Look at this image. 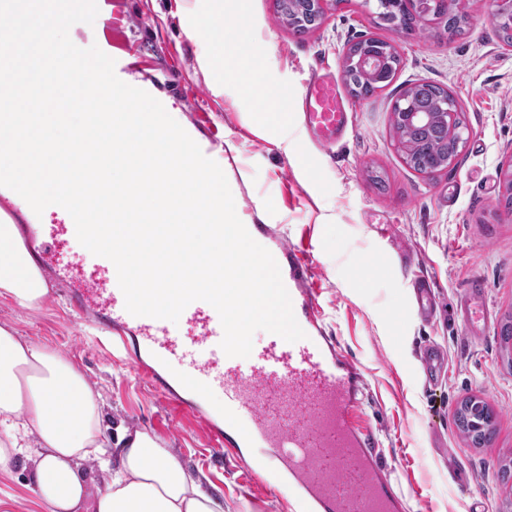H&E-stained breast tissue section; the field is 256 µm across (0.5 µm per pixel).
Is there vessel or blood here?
<instances>
[{
	"mask_svg": "<svg viewBox=\"0 0 512 512\" xmlns=\"http://www.w3.org/2000/svg\"><path fill=\"white\" fill-rule=\"evenodd\" d=\"M304 104L310 136L323 144L336 142L347 115L335 84L311 77ZM247 230L277 262L305 333L294 343L273 337L248 364L221 349L223 328L209 303H190L175 322L132 315L109 259L91 254L60 262L57 247L75 237L74 224L26 228L36 264L54 274L82 319L134 343L133 368L155 385L172 413L199 410L161 374L168 361L178 363L179 379L223 388V406L201 412L211 440L228 458L243 448L280 449L298 512H406L404 497L380 459L379 442L361 420L364 371L318 326L308 263L270 225L251 224ZM456 312L476 335L493 320L476 288L463 289Z\"/></svg>",
	"mask_w": 512,
	"mask_h": 512,
	"instance_id": "vessel-or-blood-1",
	"label": "vessel or blood"
}]
</instances>
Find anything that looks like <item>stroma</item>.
Wrapping results in <instances>:
<instances>
[{"label": "stroma", "mask_w": 512, "mask_h": 512, "mask_svg": "<svg viewBox=\"0 0 512 512\" xmlns=\"http://www.w3.org/2000/svg\"><path fill=\"white\" fill-rule=\"evenodd\" d=\"M97 5L94 23L74 24L70 37L113 58L118 77L139 78L170 97L200 139L216 138L242 222L275 225L309 260L326 334L365 371L364 413L406 512H512V359L499 327L512 317V210L498 203L512 154V48L499 39L490 0H465L469 24L455 38L437 20L395 29L376 0H341L303 33L282 21L276 0H224V21L239 23L268 91L288 94L284 120L298 140L290 156L276 134L260 136L247 125L254 101L230 86L213 93L196 70L197 46L178 12L200 9L199 0ZM364 35L394 44L401 63L387 86L358 99L341 79L347 48ZM316 73L338 82L347 114L343 138L328 147L303 125L304 86ZM419 82L449 90L470 129L455 165L431 177L404 162L392 126L394 102ZM420 278L437 301L428 319L414 308ZM473 285L483 288L496 320L479 337L449 314L461 289ZM3 323L78 365L101 395L105 425L164 440L223 495L224 512H283L284 493L246 478L213 447L197 416L172 415L161 393L81 322L58 287L35 310L0 297ZM426 344L445 358L431 382L418 359ZM469 396L494 411L492 439L479 448L455 421ZM30 486L23 467L0 472L8 512H47Z\"/></svg>", "instance_id": "obj_1"}]
</instances>
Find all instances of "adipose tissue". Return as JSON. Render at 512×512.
I'll return each mask as SVG.
<instances>
[{
    "instance_id": "ef3b65f1",
    "label": "adipose tissue",
    "mask_w": 512,
    "mask_h": 512,
    "mask_svg": "<svg viewBox=\"0 0 512 512\" xmlns=\"http://www.w3.org/2000/svg\"><path fill=\"white\" fill-rule=\"evenodd\" d=\"M186 32L199 43L197 70L223 92L224 78L239 77L258 103L252 128L265 133L280 120L281 99L252 89L238 58L236 27L212 13H192ZM49 286L26 251L11 216L0 210V297L25 309L40 308ZM98 393L71 360L0 324V471L30 469L47 512H224L200 476L190 472L165 441L123 428L117 438L102 429ZM105 478L95 483L91 467Z\"/></svg>"
}]
</instances>
